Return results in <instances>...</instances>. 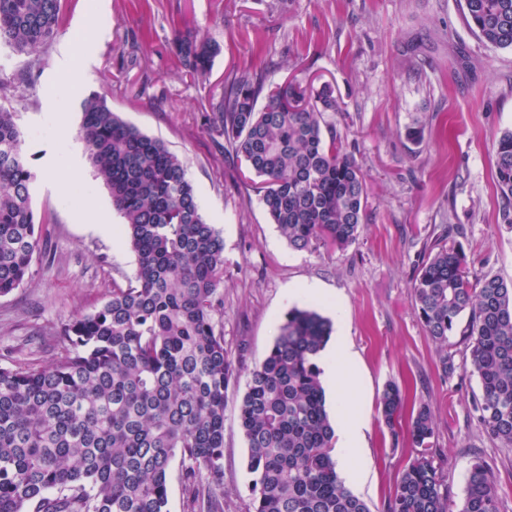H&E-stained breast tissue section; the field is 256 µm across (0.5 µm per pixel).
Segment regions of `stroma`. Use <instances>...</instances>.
<instances>
[{"mask_svg": "<svg viewBox=\"0 0 512 512\" xmlns=\"http://www.w3.org/2000/svg\"><path fill=\"white\" fill-rule=\"evenodd\" d=\"M463 7L464 0H62L59 32L40 62L0 45V79L11 82L8 98L28 135L32 207L47 255L0 297V366L48 365L62 346L61 327L98 308L135 271L121 216L112 212L110 230H99L45 177L63 172L68 150L83 149L81 103L94 93L187 161L200 209L224 239L218 322L241 367L224 413V512H252L238 405L293 307L289 291L309 283L323 290L317 311L349 337L358 358L351 397L365 429L351 455L361 463L352 491L371 512H386L417 455L410 439L392 443L380 421L377 400L395 383L409 402L431 408L435 461L451 501L461 502L470 466L480 461L495 475L501 512H512V448L478 420V380L463 368L466 338H450L455 370L443 373L411 295L424 252L444 232L462 245L472 275L512 279V226L502 220L494 179L495 140L512 129V48L486 46ZM187 32L220 47L206 79L180 72L175 39ZM67 47L83 71L60 101L62 138L45 102ZM297 68L332 86L342 110L331 120L366 175L363 231L342 251L291 248L244 160L203 124V106L235 77L276 83ZM416 127L424 130L418 144L406 137Z\"/></svg>", "mask_w": 512, "mask_h": 512, "instance_id": "1", "label": "stroma"}]
</instances>
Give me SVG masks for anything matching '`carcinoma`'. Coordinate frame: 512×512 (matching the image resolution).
I'll list each match as a JSON object with an SVG mask.
<instances>
[{"label":"carcinoma","instance_id":"obj_1","mask_svg":"<svg viewBox=\"0 0 512 512\" xmlns=\"http://www.w3.org/2000/svg\"><path fill=\"white\" fill-rule=\"evenodd\" d=\"M60 13L61 0H0V45L39 59ZM464 15L485 44L512 48V0H464ZM175 49L197 79L219 51L193 33ZM339 110L329 84L294 76L267 87L247 73L205 108L208 129L243 157L270 220L297 250L344 249L361 234L366 176L326 120ZM78 137L124 219L136 269L100 307L62 327L64 346L50 365L0 367V512H170L176 461L186 512H224V409L238 369L215 320L224 305L223 238L201 213L184 161L106 100H84ZM25 142L16 112L0 102V297L25 283L39 255ZM494 168L502 219L512 224V130L496 138ZM412 299L442 348L445 374L454 370L448 340L467 317L464 366L479 382V421L512 447V280H470L463 249L441 237L419 266ZM331 333L318 312L294 308L250 372L238 420L253 512H370L336 469L317 364ZM405 404L395 384L378 400L395 445ZM409 433L419 453L387 512H500L496 482L480 461L451 508L427 403Z\"/></svg>","mask_w":512,"mask_h":512}]
</instances>
